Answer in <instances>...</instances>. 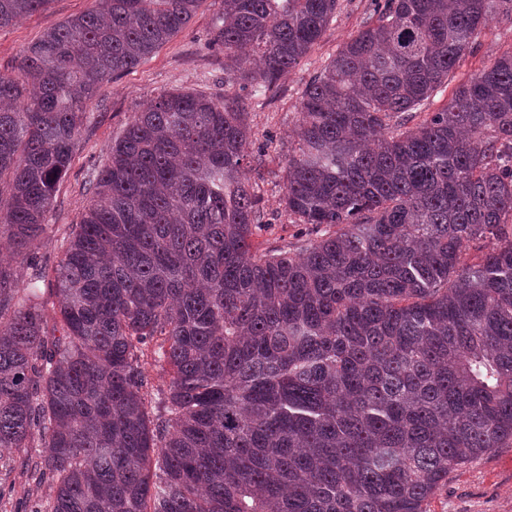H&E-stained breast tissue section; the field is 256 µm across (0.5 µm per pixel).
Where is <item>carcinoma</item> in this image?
<instances>
[{
    "label": "carcinoma",
    "instance_id": "obj_1",
    "mask_svg": "<svg viewBox=\"0 0 512 512\" xmlns=\"http://www.w3.org/2000/svg\"><path fill=\"white\" fill-rule=\"evenodd\" d=\"M201 2L94 0L0 73V448L39 441L54 495L34 512H426L512 441V51L408 122L512 0H372L300 97L296 253L254 249L247 99H151L89 185L50 330L14 264L50 230L87 102ZM49 3L0 0V28ZM220 4L209 45L263 87L339 8Z\"/></svg>",
    "mask_w": 512,
    "mask_h": 512
}]
</instances>
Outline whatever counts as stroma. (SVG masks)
Wrapping results in <instances>:
<instances>
[{"label": "stroma", "instance_id": "35a3bbf8", "mask_svg": "<svg viewBox=\"0 0 512 512\" xmlns=\"http://www.w3.org/2000/svg\"><path fill=\"white\" fill-rule=\"evenodd\" d=\"M93 0H52L47 10L0 29V72H11L20 53L47 29L87 11ZM340 6L308 55L269 90L251 97L249 89L230 79L224 54L207 45L220 11L218 0H203L188 27L138 66L104 82L86 107L71 166L62 179L46 217L53 232L37 245L35 254L49 272L63 257L64 240L89 204L85 186L105 163L110 147L130 118L151 98L163 92L194 90L212 96L250 97V145L245 176L263 192L265 227L253 238L259 250H295L302 226L282 201L288 148L299 121L301 92L335 56L339 46L372 17L371 0H339ZM512 49V23L491 21L482 30L476 50L461 62L441 87L418 110L419 117L440 110L454 87ZM50 484H36L26 454L13 452L0 460V512H29L34 501L48 500ZM428 512H512V443L494 449L449 474L432 496Z\"/></svg>", "mask_w": 512, "mask_h": 512}]
</instances>
